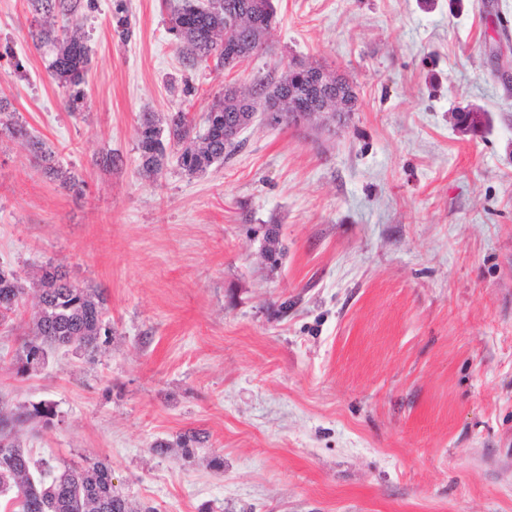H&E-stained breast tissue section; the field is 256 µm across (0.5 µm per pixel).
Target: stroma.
<instances>
[{
	"mask_svg": "<svg viewBox=\"0 0 512 512\" xmlns=\"http://www.w3.org/2000/svg\"><path fill=\"white\" fill-rule=\"evenodd\" d=\"M97 3L73 18L91 69L70 112L28 0H0V97L85 183L61 191L1 136L0 264L62 265L112 322L95 360L60 350L30 376L32 305L0 327V401L57 413L24 446L109 463L137 512H512V83L490 66L512 70V0H273L262 49L223 71L184 64L171 0H128L126 43ZM293 61L346 79L356 111L255 121L200 175L139 173V113L202 123L225 86ZM188 431L191 457L152 453Z\"/></svg>",
	"mask_w": 512,
	"mask_h": 512,
	"instance_id": "35a3bbf8",
	"label": "stroma"
}]
</instances>
